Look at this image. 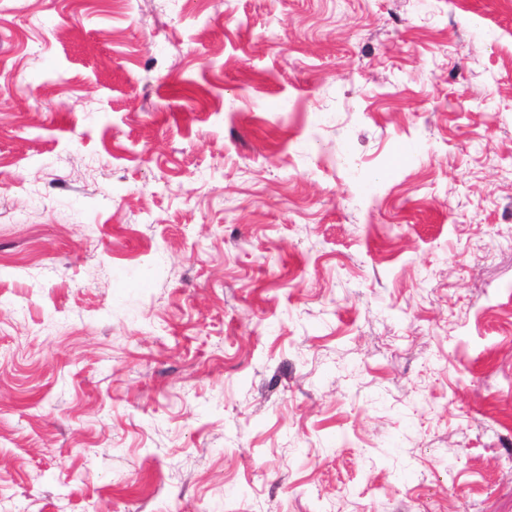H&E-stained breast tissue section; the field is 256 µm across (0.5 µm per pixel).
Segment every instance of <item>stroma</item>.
Here are the masks:
<instances>
[{
  "label": "stroma",
  "instance_id": "35a3bbf8",
  "mask_svg": "<svg viewBox=\"0 0 512 512\" xmlns=\"http://www.w3.org/2000/svg\"><path fill=\"white\" fill-rule=\"evenodd\" d=\"M0 512H512V0H0Z\"/></svg>",
  "mask_w": 512,
  "mask_h": 512
}]
</instances>
